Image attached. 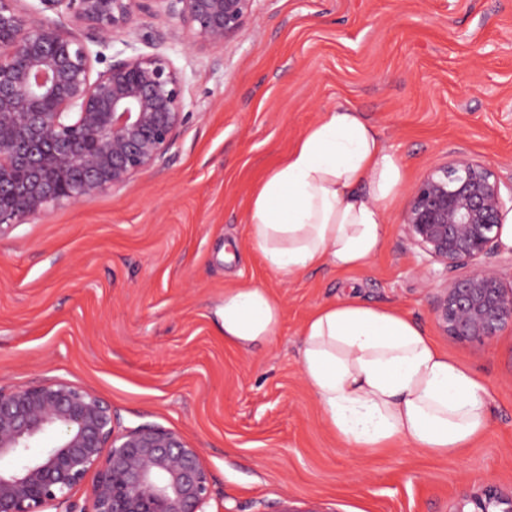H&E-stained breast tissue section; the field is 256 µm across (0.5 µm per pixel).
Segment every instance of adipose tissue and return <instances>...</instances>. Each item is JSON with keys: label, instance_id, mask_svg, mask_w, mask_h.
Wrapping results in <instances>:
<instances>
[{"label": "adipose tissue", "instance_id": "ef3b65f1", "mask_svg": "<svg viewBox=\"0 0 512 512\" xmlns=\"http://www.w3.org/2000/svg\"><path fill=\"white\" fill-rule=\"evenodd\" d=\"M404 171L355 108L324 112L254 194L250 238L273 271L296 275L364 265L382 247L385 212ZM224 339L270 341L281 317L265 288L226 290ZM301 369L344 448L398 444L436 456L471 447L486 431L485 386L389 306L348 299L320 307L302 329Z\"/></svg>", "mask_w": 512, "mask_h": 512}]
</instances>
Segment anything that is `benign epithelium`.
<instances>
[{
  "mask_svg": "<svg viewBox=\"0 0 512 512\" xmlns=\"http://www.w3.org/2000/svg\"><path fill=\"white\" fill-rule=\"evenodd\" d=\"M164 2L191 45L217 51L244 33L255 0ZM146 8L0 0V234L120 188L172 148L186 118L181 70L162 53L104 54ZM504 186L493 164L457 150L416 183L403 212L406 236L443 273L469 267L432 299L438 326L461 343L512 329V284L487 262L512 212ZM91 473V512H206L211 493L198 449L176 433L119 432L109 403L65 381L0 386V512H48ZM455 512H512V491L488 485Z\"/></svg>",
  "mask_w": 512,
  "mask_h": 512,
  "instance_id": "7a95c632",
  "label": "benign epithelium"
}]
</instances>
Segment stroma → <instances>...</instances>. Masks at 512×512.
I'll return each mask as SVG.
<instances>
[{
  "mask_svg": "<svg viewBox=\"0 0 512 512\" xmlns=\"http://www.w3.org/2000/svg\"><path fill=\"white\" fill-rule=\"evenodd\" d=\"M163 0L114 37L181 69L187 119L153 169L0 236V385L64 380L111 403L123 430L198 448L206 512H455L512 487V331L461 344L431 309L435 266L401 223L411 188L453 151L512 179V0H255L245 33L189 47ZM362 112L406 174L366 265L288 278L249 240L255 187L322 112ZM267 288L279 330L224 340V291ZM404 311L487 389L485 434L462 453L344 450L301 372L302 327L348 296Z\"/></svg>",
  "mask_w": 512,
  "mask_h": 512,
  "instance_id": "obj_1",
  "label": "stroma"
}]
</instances>
